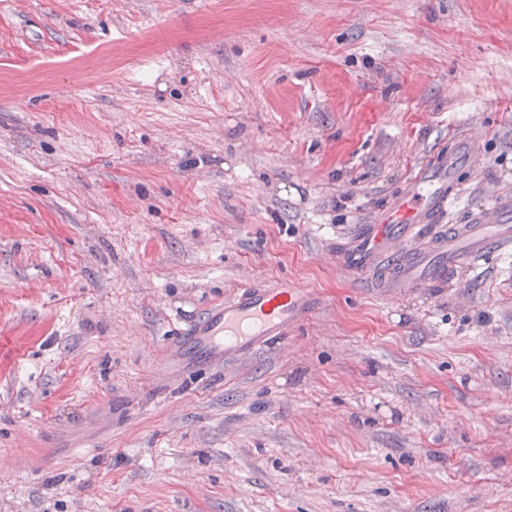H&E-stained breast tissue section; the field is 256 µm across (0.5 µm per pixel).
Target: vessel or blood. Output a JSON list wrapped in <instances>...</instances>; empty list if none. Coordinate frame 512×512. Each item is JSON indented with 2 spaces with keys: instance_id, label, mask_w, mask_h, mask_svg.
Masks as SVG:
<instances>
[{
  "instance_id": "vessel-or-blood-1",
  "label": "vessel or blood",
  "mask_w": 512,
  "mask_h": 512,
  "mask_svg": "<svg viewBox=\"0 0 512 512\" xmlns=\"http://www.w3.org/2000/svg\"><path fill=\"white\" fill-rule=\"evenodd\" d=\"M456 156L434 160L397 194L374 223L359 225L337 244L339 269L398 292L444 285L461 265L512 251V199L503 197L469 224H447ZM316 296L286 279L248 283L223 304L206 309L192 328L180 332L173 347L193 348L219 365L250 358L282 340L309 315Z\"/></svg>"
}]
</instances>
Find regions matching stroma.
I'll list each match as a JSON object with an SVG mask.
<instances>
[{"label":"stroma","instance_id":"stroma-1","mask_svg":"<svg viewBox=\"0 0 512 512\" xmlns=\"http://www.w3.org/2000/svg\"><path fill=\"white\" fill-rule=\"evenodd\" d=\"M464 130L451 224L512 194V0H0V512H512V252L329 258ZM278 277L288 339L171 358Z\"/></svg>","mask_w":512,"mask_h":512}]
</instances>
